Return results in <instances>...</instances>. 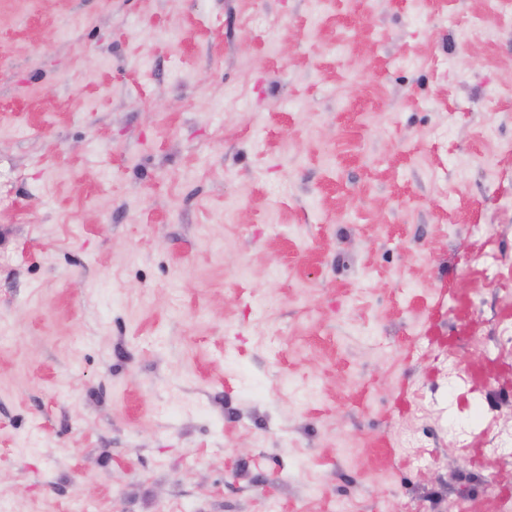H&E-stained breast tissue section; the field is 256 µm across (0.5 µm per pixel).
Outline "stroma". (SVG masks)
Masks as SVG:
<instances>
[{
  "label": "stroma",
  "mask_w": 512,
  "mask_h": 512,
  "mask_svg": "<svg viewBox=\"0 0 512 512\" xmlns=\"http://www.w3.org/2000/svg\"><path fill=\"white\" fill-rule=\"evenodd\" d=\"M504 319L497 0H0V512H496ZM468 342L482 364L496 363L502 357L512 354V323L502 326L493 347L484 336H469ZM482 436V448L472 454L471 463H477L481 468H485L488 458L492 456L504 457L508 455V440L503 438L498 432H495L491 426L483 428L478 434L473 432H463L461 442L464 448H471L474 439ZM471 438V439H470ZM494 443L493 446L487 447L488 444Z\"/></svg>",
  "instance_id": "1"
}]
</instances>
